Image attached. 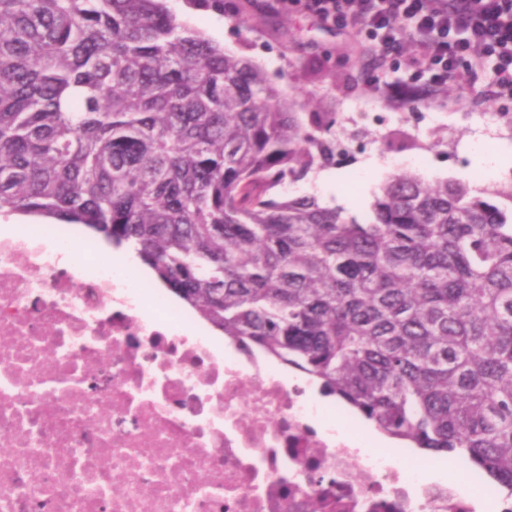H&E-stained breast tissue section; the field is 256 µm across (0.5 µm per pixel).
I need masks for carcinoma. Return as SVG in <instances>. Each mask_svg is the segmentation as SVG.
<instances>
[{"mask_svg": "<svg viewBox=\"0 0 512 512\" xmlns=\"http://www.w3.org/2000/svg\"><path fill=\"white\" fill-rule=\"evenodd\" d=\"M295 107L166 0H0V214L133 246L233 343L512 492V182L287 198L335 158L336 113Z\"/></svg>", "mask_w": 512, "mask_h": 512, "instance_id": "cac0c4a2", "label": "carcinoma"}]
</instances>
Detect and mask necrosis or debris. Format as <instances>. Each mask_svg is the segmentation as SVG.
<instances>
[{
    "label": "necrosis or debris",
    "mask_w": 512,
    "mask_h": 512,
    "mask_svg": "<svg viewBox=\"0 0 512 512\" xmlns=\"http://www.w3.org/2000/svg\"><path fill=\"white\" fill-rule=\"evenodd\" d=\"M0 512H475L74 224L0 235Z\"/></svg>",
    "instance_id": "1"
}]
</instances>
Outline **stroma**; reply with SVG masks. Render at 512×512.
Wrapping results in <instances>:
<instances>
[{
	"instance_id": "stroma-1",
	"label": "stroma",
	"mask_w": 512,
	"mask_h": 512,
	"mask_svg": "<svg viewBox=\"0 0 512 512\" xmlns=\"http://www.w3.org/2000/svg\"><path fill=\"white\" fill-rule=\"evenodd\" d=\"M179 19L242 58L260 65L270 83L294 99L300 112L336 113V139L344 147L336 165L316 163L313 174L289 183V196H316L320 204L354 214L368 208L395 173L426 179L462 178L483 187L489 180L480 156L512 168V150L494 145L481 129L495 116H512V100L489 102L479 92L494 78L492 68L460 72L441 87L426 76L377 67L362 41L321 24L304 11L283 13L272 0H224L223 12L168 0ZM386 118L380 128H353L350 107ZM432 161L419 159L421 149Z\"/></svg>"
}]
</instances>
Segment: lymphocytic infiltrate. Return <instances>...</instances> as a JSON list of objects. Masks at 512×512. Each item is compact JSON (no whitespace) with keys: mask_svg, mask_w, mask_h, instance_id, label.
I'll list each match as a JSON object with an SVG mask.
<instances>
[{"mask_svg":"<svg viewBox=\"0 0 512 512\" xmlns=\"http://www.w3.org/2000/svg\"><path fill=\"white\" fill-rule=\"evenodd\" d=\"M278 10L297 6L323 22L370 41L382 58L401 55L402 29H410L411 65L429 72L434 86L459 68L495 65L493 99H512V0H275Z\"/></svg>","mask_w":512,"mask_h":512,"instance_id":"f902f5d3","label":"lymphocytic infiltrate"}]
</instances>
